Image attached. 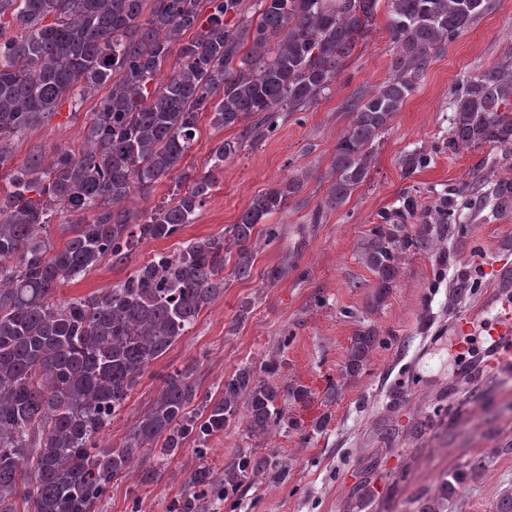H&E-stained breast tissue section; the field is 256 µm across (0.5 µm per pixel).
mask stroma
Masks as SVG:
<instances>
[{
	"mask_svg": "<svg viewBox=\"0 0 512 512\" xmlns=\"http://www.w3.org/2000/svg\"><path fill=\"white\" fill-rule=\"evenodd\" d=\"M491 7L439 53L401 110L373 147L364 183L341 208L325 206L330 162L337 141L349 129L352 104L388 77L394 58L385 8L354 48L337 82L305 112L285 113L277 130L243 146L224 164L194 223L175 237L139 245L121 266L102 262L89 274L62 284L57 298L107 290L155 254L172 253L182 242L223 234L260 192L288 176L308 172L296 203L272 216L277 239L260 247L252 276H224V292L199 315L182 339L148 367L123 409L102 435L104 447L118 445L135 419L153 403L161 377L194 367L200 392L216 393L238 368L260 367L282 350L287 384L307 389V403L293 406L300 429L283 426L253 437L244 422L213 438L207 454L220 468L238 449L251 448L289 464L288 478L267 477L236 495V512H417L434 497L443 479L466 480L444 512H497L512 494V372L469 375L471 365L489 359L488 328L512 291L497 285L494 269L512 266V213L491 218L486 186L476 176L512 179V159L496 148H449L450 91L465 75L494 66L512 52V0ZM96 98L84 100L66 121L51 118L30 127L11 145V166L38 154L52 159L81 143ZM180 169L201 171L215 145L239 137V126L216 128L201 117ZM426 154V166L412 174L404 155ZM461 191L452 236L401 255L400 271L383 300H375V274L362 263L363 247L378 224H418L442 198ZM287 264L275 284L264 272ZM485 266L466 298L450 303L448 293L462 272ZM251 315L238 320L243 302ZM376 330L384 343L373 349L360 373L344 366L353 338ZM398 437L386 443L382 431ZM148 458L113 479L98 512H166L180 496L198 459L185 447L162 470L157 484L141 485Z\"/></svg>",
	"mask_w": 512,
	"mask_h": 512,
	"instance_id": "1",
	"label": "stroma"
}]
</instances>
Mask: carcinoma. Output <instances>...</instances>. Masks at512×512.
Returning a JSON list of instances; mask_svg holds the SVG:
<instances>
[{
  "mask_svg": "<svg viewBox=\"0 0 512 512\" xmlns=\"http://www.w3.org/2000/svg\"><path fill=\"white\" fill-rule=\"evenodd\" d=\"M258 2L245 34L224 21L238 13L240 0H0V170L10 161L12 139L108 86L87 118L82 145L60 150L48 165L31 156L9 169L0 190V512H17L19 501L27 512H97L137 453L157 456L140 476L142 485H153L188 442L202 463L166 512H202L207 499L226 501L266 474L288 478L287 466L249 448L222 474L204 462L209 439L237 420L256 437L276 425L300 428L279 401L303 402L308 391L277 385L278 353L263 363L261 376L251 366L236 370L217 398L198 395L191 368L176 369L162 377L122 447L102 451L99 439L148 366L224 293V265L234 261L238 279L251 276L258 225L287 210L307 176L257 195L227 234L159 253L103 293L62 301L55 292L102 261L123 265L141 242L175 237L192 223L224 161L243 140L275 131L283 113L314 105L369 34L382 3L397 51L392 75L354 102L350 129L336 144L327 203L344 205L366 180L375 142L432 58L490 0ZM181 40L178 68L148 89ZM450 97L452 147L490 145L512 157V53L460 80ZM204 112L216 126L245 125L242 139L219 142L204 172H179ZM174 172V202L139 218L122 207ZM483 183L491 185L492 213L512 211V180L489 174ZM455 207L448 197L415 231L372 228L362 260L377 277V299L398 274L399 252L429 239L431 225L447 223ZM58 215L68 220L59 224L65 242L57 248L51 226ZM379 344L373 329L355 336L346 372L360 371ZM458 483L456 476L443 480L439 495L418 512H443Z\"/></svg>",
  "mask_w": 512,
  "mask_h": 512,
  "instance_id": "cac0c4a2",
  "label": "carcinoma"
}]
</instances>
